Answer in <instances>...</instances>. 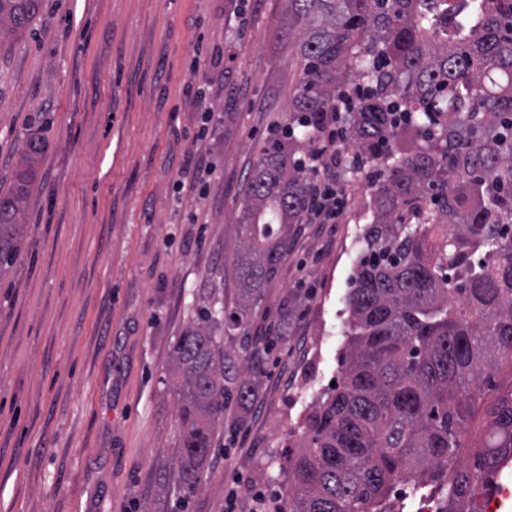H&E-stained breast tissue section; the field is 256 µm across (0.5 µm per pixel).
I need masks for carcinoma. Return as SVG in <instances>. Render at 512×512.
<instances>
[{"instance_id":"cac0c4a2","label":"carcinoma","mask_w":512,"mask_h":512,"mask_svg":"<svg viewBox=\"0 0 512 512\" xmlns=\"http://www.w3.org/2000/svg\"><path fill=\"white\" fill-rule=\"evenodd\" d=\"M43 0H0V40L27 32ZM304 26L303 69L288 129L266 142L241 202L231 263L248 317L301 222L310 182L294 148L315 143L346 101V135L384 167L376 215L350 277L349 355L341 379L303 422L289 458L286 512H393L416 480L462 507L512 460V0H289ZM0 192V273L20 256L39 140ZM422 216L405 224L403 206ZM206 310L179 336L169 384L179 422L174 469L188 496L226 400L250 402L252 380L210 330ZM485 430L473 466L460 457Z\"/></svg>"}]
</instances>
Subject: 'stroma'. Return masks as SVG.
<instances>
[{"label": "stroma", "instance_id": "35a3bbf8", "mask_svg": "<svg viewBox=\"0 0 512 512\" xmlns=\"http://www.w3.org/2000/svg\"><path fill=\"white\" fill-rule=\"evenodd\" d=\"M301 72L288 0H44L0 45V186L24 140L42 143L26 243L0 276V512H224L240 486L291 489L302 422L348 353L375 216L366 172L346 167L337 222L295 225L256 312L222 334L258 373L249 409L224 410L203 488L159 476L176 456L173 344L237 301L224 259L245 178ZM190 160L212 179L177 191Z\"/></svg>", "mask_w": 512, "mask_h": 512}]
</instances>
